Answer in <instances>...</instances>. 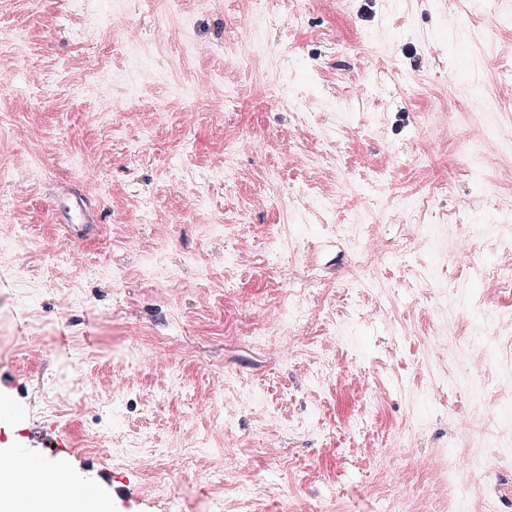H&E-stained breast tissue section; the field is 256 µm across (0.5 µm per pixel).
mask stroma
Wrapping results in <instances>:
<instances>
[{
    "label": "stroma",
    "mask_w": 512,
    "mask_h": 512,
    "mask_svg": "<svg viewBox=\"0 0 512 512\" xmlns=\"http://www.w3.org/2000/svg\"><path fill=\"white\" fill-rule=\"evenodd\" d=\"M260 5L265 51L244 66L230 43ZM0 12L25 32L0 35V165L20 174L0 182V251L19 256L0 267V448L41 457L29 430L52 427L57 458L112 512H169L171 495L186 512H512V425L493 412L512 409V294L456 261L483 224L477 261L512 268V146L490 134L512 121V24L493 22L512 0ZM116 14L148 36L129 44ZM488 47L492 82L476 67ZM489 94L504 110L477 112ZM239 138L256 150L233 183L213 179ZM64 195L92 217L83 232L54 222ZM424 224L438 235L420 250ZM277 235L290 249L274 257ZM371 246L376 261H360ZM294 287L306 321L251 344ZM76 378L81 391L46 410ZM154 449L155 467L142 460Z\"/></svg>",
    "instance_id": "stroma-1"
}]
</instances>
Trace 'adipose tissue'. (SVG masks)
<instances>
[{
    "label": "adipose tissue",
    "mask_w": 512,
    "mask_h": 512,
    "mask_svg": "<svg viewBox=\"0 0 512 512\" xmlns=\"http://www.w3.org/2000/svg\"><path fill=\"white\" fill-rule=\"evenodd\" d=\"M17 474L0 471V512H104V505L93 492L63 495L53 490V476H45L49 489L37 504H29L17 495Z\"/></svg>",
    "instance_id": "ef3b65f1"
}]
</instances>
